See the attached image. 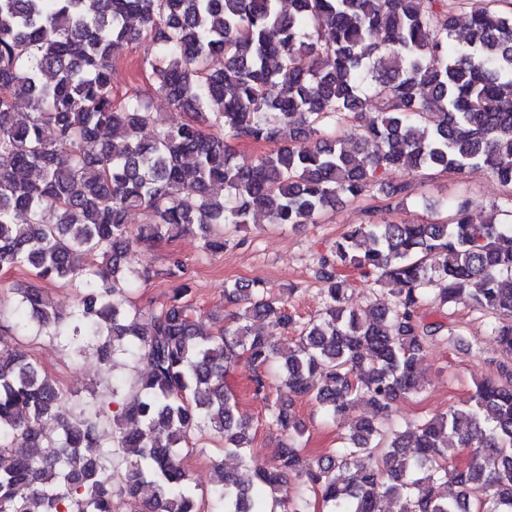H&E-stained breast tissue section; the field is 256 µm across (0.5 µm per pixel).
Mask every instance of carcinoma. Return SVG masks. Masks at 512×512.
<instances>
[{"label":"carcinoma","mask_w":512,"mask_h":512,"mask_svg":"<svg viewBox=\"0 0 512 512\" xmlns=\"http://www.w3.org/2000/svg\"><path fill=\"white\" fill-rule=\"evenodd\" d=\"M0 0V268L27 266L40 279L81 289L77 310L60 313L30 285L16 325L63 338L78 357L99 344L102 360L128 355L146 365L112 401H86L72 420L63 394L37 363L0 348V512H117L119 498L155 489L147 512H198L182 449L207 427L224 452L252 467L256 483L219 468L212 494L224 512H512V379H488L459 407L386 432L394 404L419 394L418 367L441 326L419 310L465 301L491 314L492 336L512 358V224L476 221L464 203L441 222L360 224L320 261L325 308L297 323L263 288L224 286L245 304L233 327H198L182 302L146 315L129 309L143 277L130 265L141 245L195 225L211 252L224 250L217 224L239 230L257 214L271 224H314L344 197H364L392 167L460 173L484 167L512 187V0ZM468 35L455 39L457 13ZM147 39L165 102L186 119L155 121L140 91L116 101L115 64L126 45ZM221 54L224 67L210 59ZM377 100L357 146L328 134ZM31 108L25 120L16 108ZM279 146L242 165L229 140ZM218 132H210L211 128ZM53 130V138L44 135ZM378 150L363 154L362 145ZM408 187L387 186L388 207H405ZM56 222L43 220L45 211ZM140 210L145 224L126 223ZM27 215L23 224L18 213ZM352 269L393 284L395 302L354 307ZM252 317L273 330L298 328L274 344L253 333ZM244 357L276 364L284 398L269 409L288 443L270 464L250 452L251 426L224 374ZM312 396L329 417L368 406L341 447L312 460L299 448L294 402ZM119 403L103 442L106 406ZM467 448L457 466L450 446ZM361 455L370 466L353 469ZM125 461L119 494L105 472ZM293 480L296 495L278 496ZM457 487L448 495L441 487Z\"/></svg>","instance_id":"1"}]
</instances>
